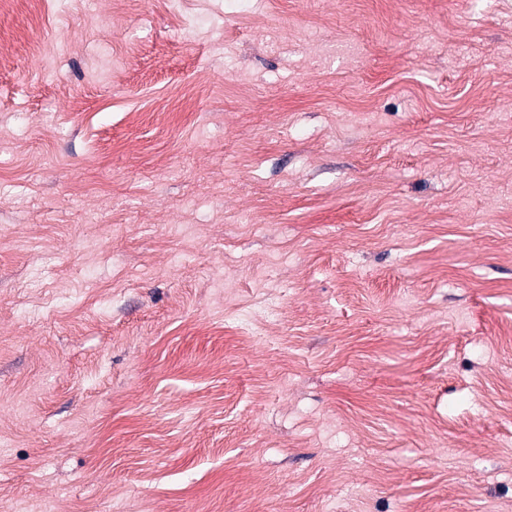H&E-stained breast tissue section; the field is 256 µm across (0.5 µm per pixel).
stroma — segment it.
<instances>
[{
  "label": "stroma",
  "instance_id": "obj_1",
  "mask_svg": "<svg viewBox=\"0 0 512 512\" xmlns=\"http://www.w3.org/2000/svg\"><path fill=\"white\" fill-rule=\"evenodd\" d=\"M0 0V512H512V0Z\"/></svg>",
  "mask_w": 512,
  "mask_h": 512
}]
</instances>
